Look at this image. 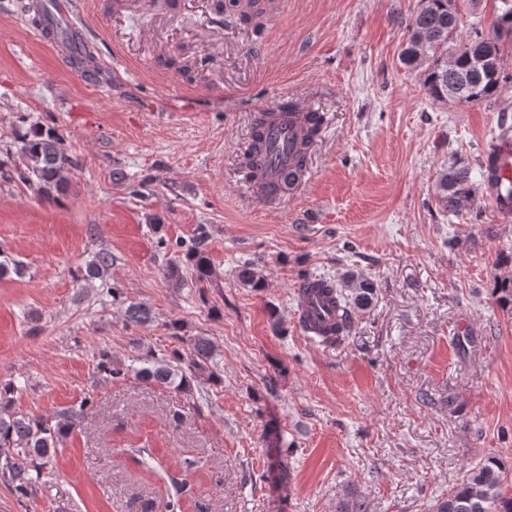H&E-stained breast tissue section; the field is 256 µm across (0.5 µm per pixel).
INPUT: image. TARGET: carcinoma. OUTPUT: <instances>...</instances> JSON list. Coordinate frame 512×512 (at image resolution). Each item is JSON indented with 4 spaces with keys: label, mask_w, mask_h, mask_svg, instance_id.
<instances>
[{
    "label": "carcinoma",
    "mask_w": 512,
    "mask_h": 512,
    "mask_svg": "<svg viewBox=\"0 0 512 512\" xmlns=\"http://www.w3.org/2000/svg\"><path fill=\"white\" fill-rule=\"evenodd\" d=\"M406 29L401 61L407 67L424 68V86L433 102L442 105L462 99L468 104L481 103L495 96L506 82L502 69V35L486 38L477 29L463 31L461 21L448 15L445 0H428L411 15ZM312 123L293 160L298 170L306 166L308 150L319 134L317 120ZM20 151L24 158L23 167L17 171L20 181L36 184L47 196L65 190L67 172L73 162L60 137L36 131L32 138L23 139ZM478 187L473 168L457 156L449 158L436 171L433 184L439 204L450 215L470 210ZM206 238L205 228L199 227L184 254L199 283L207 282L212 274L211 260L204 249ZM112 264L110 253H98L86 266L82 280H104ZM238 279L250 288L263 287L262 278L249 263L241 266ZM350 283L347 294L342 285L328 281L336 291V306L343 313L338 341L349 336L356 311L367 307L373 295L372 283L353 279ZM185 361L195 370L213 364L214 344L205 336H195L190 340L187 354L176 349L169 356L148 355L138 368L114 362L109 352L101 351L96 370L113 380L134 371L148 381L181 391L190 387L191 380L182 368ZM92 410L93 401L86 398L79 408L63 412L52 421L0 412V476L8 481L17 497L33 494L39 480L53 474L59 439L73 431ZM505 474L506 469L494 458L475 465L467 470L448 497L434 505L435 512H512V496L503 491Z\"/></svg>",
    "instance_id": "obj_1"
}]
</instances>
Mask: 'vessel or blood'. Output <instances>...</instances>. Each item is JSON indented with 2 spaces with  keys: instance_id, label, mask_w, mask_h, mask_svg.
I'll return each mask as SVG.
<instances>
[{
  "instance_id": "b4317fda",
  "label": "vessel or blood",
  "mask_w": 512,
  "mask_h": 512,
  "mask_svg": "<svg viewBox=\"0 0 512 512\" xmlns=\"http://www.w3.org/2000/svg\"><path fill=\"white\" fill-rule=\"evenodd\" d=\"M34 28L51 40L62 43L63 51L59 57L62 66H69L73 60L82 58L91 50L88 28L77 27L75 23L72 0H40ZM310 110V105L297 100L288 109L279 105L259 109L268 150L252 159L258 173L257 179L249 183L253 197L266 203L277 202L278 197L271 193L270 188L280 184L282 173L291 165ZM511 178L512 127L509 126L503 128L498 141L489 151L484 168L486 188L498 214L505 219L512 217V188L507 185ZM297 296L299 327L305 333L324 339L333 337L338 310L331 296L302 289L298 290Z\"/></svg>"
}]
</instances>
